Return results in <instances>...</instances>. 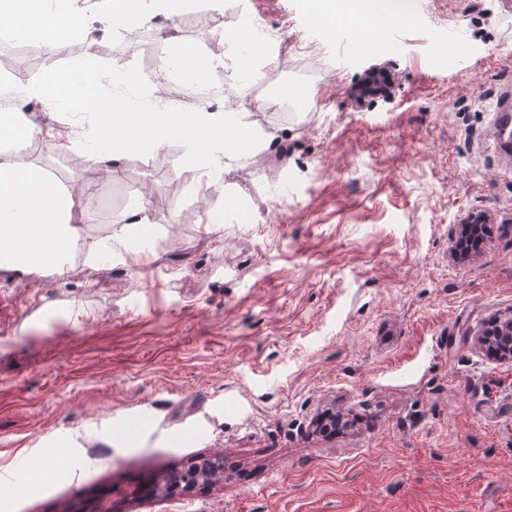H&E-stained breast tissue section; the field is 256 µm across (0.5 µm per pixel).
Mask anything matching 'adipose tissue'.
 I'll list each match as a JSON object with an SVG mask.
<instances>
[{"label":"adipose tissue","mask_w":512,"mask_h":512,"mask_svg":"<svg viewBox=\"0 0 512 512\" xmlns=\"http://www.w3.org/2000/svg\"><path fill=\"white\" fill-rule=\"evenodd\" d=\"M144 17V0H102L96 15L85 0H0L1 31L20 40L37 39L52 50L78 33L105 38L119 30L133 35ZM24 99L46 109L56 100H67L74 112L92 119L99 140L94 147L81 144L67 130L31 122L20 106L0 114V267L26 279L64 274L77 254L89 264L118 255L128 264H139L143 251L128 248L127 242L145 233L146 217L137 211L109 236L80 237V214L72 195L45 168L17 160V139L43 141L74 155L77 169L99 167L113 175L127 158L164 149L175 140L190 147L197 166L220 174L225 156L260 152L273 139L272 133L253 126L246 113L230 107L211 110L198 103L174 112L131 110L124 100L102 94L87 65L78 63L31 81Z\"/></svg>","instance_id":"obj_1"}]
</instances>
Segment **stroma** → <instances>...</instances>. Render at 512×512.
Wrapping results in <instances>:
<instances>
[{
	"mask_svg": "<svg viewBox=\"0 0 512 512\" xmlns=\"http://www.w3.org/2000/svg\"><path fill=\"white\" fill-rule=\"evenodd\" d=\"M309 3L188 0L201 25L169 28L223 51L222 101L282 135V176L244 152L212 181L174 141L75 179L70 154L30 143L29 161L70 184L83 237L109 235L142 194L151 231L137 268H0V512L102 498L112 512H512V363L474 344L512 313V0L321 24ZM227 28L244 42L217 44ZM107 42L101 55L80 35L52 53L31 39L0 47V65L35 79L82 61L108 94L122 66L139 81L119 91L149 104L155 22ZM381 69L388 93L356 99ZM478 216L487 235L453 260ZM328 412L342 427L315 431ZM218 455L211 486L134 491Z\"/></svg>",
	"mask_w": 512,
	"mask_h": 512,
	"instance_id": "stroma-1",
	"label": "stroma"
}]
</instances>
